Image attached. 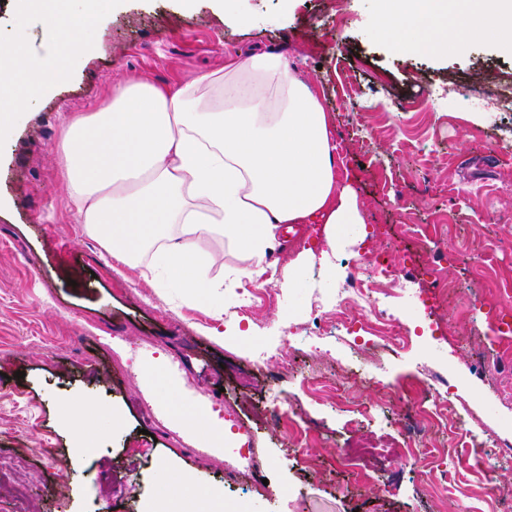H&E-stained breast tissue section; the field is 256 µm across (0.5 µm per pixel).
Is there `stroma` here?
Instances as JSON below:
<instances>
[{"label": "stroma", "mask_w": 512, "mask_h": 512, "mask_svg": "<svg viewBox=\"0 0 512 512\" xmlns=\"http://www.w3.org/2000/svg\"><path fill=\"white\" fill-rule=\"evenodd\" d=\"M18 9L29 16L20 31L9 24ZM65 9L99 14L89 46L0 154V512H153L161 497L168 512H492L488 490L512 492V459L493 446L512 441V351L494 345L480 298L512 289V149L495 135L512 128V112L483 117L473 100L512 86L504 40L478 32L442 55L399 53L374 31L378 0H196L190 9L67 0ZM41 19L38 0H0V39L35 54ZM239 50L281 55L317 82L337 176L365 221L337 252L335 280L309 266L290 288L236 278L245 255L204 236L201 251L223 259L213 273L224 286L198 300L143 276L156 248L140 266L113 262L59 185L56 147L64 122L95 111L122 75L178 85ZM434 86L447 96L415 111ZM323 246V225L285 224L273 256L281 267ZM379 250L401 262L411 295L394 299L393 313L413 343L339 344L335 323L315 322L313 311L347 274L371 270ZM430 268L451 283L447 300L434 299ZM264 347L282 350L291 372L258 360ZM312 371L330 382L344 375L341 395L311 394ZM155 373L230 413L247 431L253 471L228 476L223 457L203 453L161 409L145 412ZM433 387L448 391L447 427L458 432L449 444L443 427L412 437L398 424ZM89 393L122 425L81 450L61 408ZM359 442L389 447L365 480L339 463ZM190 472L215 497L182 489Z\"/></svg>", "instance_id": "stroma-1"}]
</instances>
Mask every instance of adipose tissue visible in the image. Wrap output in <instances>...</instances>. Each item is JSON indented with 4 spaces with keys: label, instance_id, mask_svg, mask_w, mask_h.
Instances as JSON below:
<instances>
[{
    "label": "adipose tissue",
    "instance_id": "ef3b65f1",
    "mask_svg": "<svg viewBox=\"0 0 512 512\" xmlns=\"http://www.w3.org/2000/svg\"><path fill=\"white\" fill-rule=\"evenodd\" d=\"M41 2L43 53L0 48L10 62L0 67V143L35 99L66 77L85 30L98 21L93 14L68 15L63 0ZM463 14L512 47V0H386L375 31L396 49L439 55L461 39L455 21ZM59 154L67 197L112 257L132 265L149 242H160V261L146 275L201 299L218 286L211 276L216 258L199 249L211 230L248 257L245 276L259 278L281 225H324L325 250L302 252L282 268V285L290 288L313 263L335 279L336 251L347 229L364 221L336 175L317 87L275 54L230 55L223 69L177 86L124 78L97 111L78 113L63 127ZM158 402L200 447H223L224 421L204 401L171 383ZM90 412L111 429L121 422L83 397L66 413L82 444L99 435L84 422Z\"/></svg>",
    "mask_w": 512,
    "mask_h": 512
}]
</instances>
